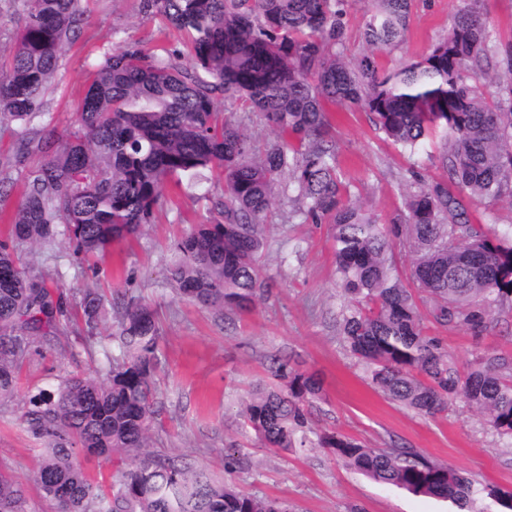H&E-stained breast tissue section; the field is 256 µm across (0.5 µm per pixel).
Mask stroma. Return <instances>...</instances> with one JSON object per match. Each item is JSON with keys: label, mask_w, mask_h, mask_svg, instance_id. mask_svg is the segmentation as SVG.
I'll use <instances>...</instances> for the list:
<instances>
[{"label": "stroma", "mask_w": 512, "mask_h": 512, "mask_svg": "<svg viewBox=\"0 0 512 512\" xmlns=\"http://www.w3.org/2000/svg\"><path fill=\"white\" fill-rule=\"evenodd\" d=\"M86 22L63 55L55 88L45 97L59 133L73 129L74 112L89 76L105 53L139 45L168 61L188 65L183 37L160 17L145 14L142 0H87ZM461 0H413L403 43L380 54V71L424 56L451 27ZM339 170L359 204L387 222L403 207L411 172L446 178L437 161L439 142L409 155L375 131L365 113L333 107ZM223 183L206 175L192 183L166 185L150 224L137 236L113 243L104 257L76 259L64 247L40 255L18 250L21 265L42 273L49 288H91L149 304L158 314L161 366L155 377L156 415L152 450L190 455L213 477L246 493L276 499L289 512H448L446 502L374 482L336 462L318 445L326 430L368 448L393 445L417 450L429 460L512 488V441L500 438L463 404L433 416L393 402L369 383L365 367L347 350L339 331L346 301L336 276L331 227L289 220L274 204L266 217L262 258L264 294L246 310L216 311L176 295L166 279L174 242L194 225L219 221L211 198ZM428 335L439 337L458 366L485 350L512 354V313L503 312L474 339L462 328H442L421 304ZM102 356L67 321L56 336L35 338L25 356L13 396L0 402V470L25 487L22 512H56L34 482L43 443L27 430L29 399L51 390L69 374L96 375ZM317 374L323 389L310 406L309 428L295 448H269L242 414L250 393L271 384L274 362ZM233 454L232 468L224 457Z\"/></svg>", "instance_id": "1"}]
</instances>
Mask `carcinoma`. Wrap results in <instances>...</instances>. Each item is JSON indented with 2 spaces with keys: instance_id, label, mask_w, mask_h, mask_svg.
<instances>
[{
  "instance_id": "obj_1",
  "label": "carcinoma",
  "mask_w": 512,
  "mask_h": 512,
  "mask_svg": "<svg viewBox=\"0 0 512 512\" xmlns=\"http://www.w3.org/2000/svg\"><path fill=\"white\" fill-rule=\"evenodd\" d=\"M25 2L21 33L0 50V132L12 133L20 154L41 160L25 173L15 208L6 211L0 198L11 240L0 242V399L14 393L30 340L53 332L67 305L19 265L16 246L102 255L151 223L167 182L215 170L224 181L222 220L198 224L175 243L166 278L178 295L203 307L249 308L262 292L267 213L277 188L292 189L301 222L331 225L349 302L340 334L374 389L426 415L462 401L512 439V355L478 351L462 372L426 334L419 310L426 296L434 323L479 336L512 302V226L471 218L476 200L512 206V45L499 49L482 0H463L445 37L388 75L376 59L403 41L412 0H366L365 52L353 60L343 50L346 0H143L146 14L184 34L190 65L139 46L114 48L92 73L67 135L46 119L45 97L86 11L81 0ZM482 78L506 96L487 98L476 85ZM328 103L366 113L410 154L440 136L437 161L449 181L412 175L403 210L380 223L348 197L338 175ZM234 105L262 114L274 130L263 154L253 153L227 111ZM399 247L411 262L407 285L395 274ZM73 293L86 342L115 314L104 351L115 347L121 358L107 357L102 380L72 374L29 400L27 430L47 445L34 481L57 512H287L213 479L187 455L149 450L156 313L90 289ZM274 376L288 380L287 389L252 395L245 415L266 446L286 450L307 426L321 381L286 362ZM320 445L371 480L448 502V512H512V489L412 448H366L333 431ZM81 454L112 463L111 480L92 479ZM24 493L0 474V512H22Z\"/></svg>"
}]
</instances>
